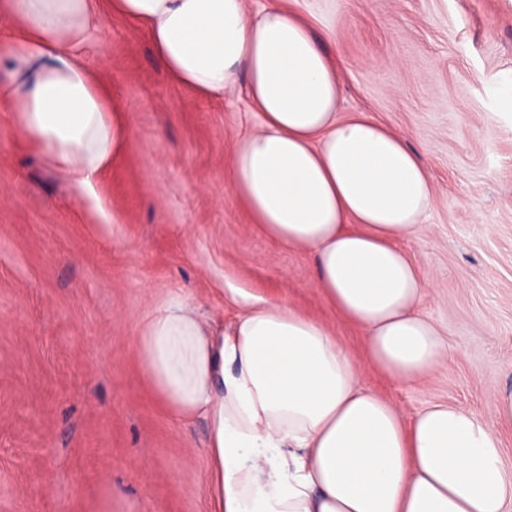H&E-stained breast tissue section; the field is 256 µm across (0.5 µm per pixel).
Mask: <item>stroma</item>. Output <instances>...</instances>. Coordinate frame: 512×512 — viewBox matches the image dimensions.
Returning <instances> with one entry per match:
<instances>
[{
	"mask_svg": "<svg viewBox=\"0 0 512 512\" xmlns=\"http://www.w3.org/2000/svg\"><path fill=\"white\" fill-rule=\"evenodd\" d=\"M340 64V117L401 134L433 180L407 248L448 352L410 385L365 367L312 257L265 236L227 190L244 96L174 82L147 31L108 16L91 66L126 128L94 194L46 167L0 111V512H208L207 426L142 379L133 339L179 293L232 328L246 299L325 323L360 383L404 417L434 403L494 418L512 385V0H300Z\"/></svg>",
	"mask_w": 512,
	"mask_h": 512,
	"instance_id": "stroma-1",
	"label": "stroma"
}]
</instances>
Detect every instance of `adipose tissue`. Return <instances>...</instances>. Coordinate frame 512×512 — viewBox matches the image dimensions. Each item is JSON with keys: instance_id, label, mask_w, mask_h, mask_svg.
Listing matches in <instances>:
<instances>
[{"instance_id": "obj_1", "label": "adipose tissue", "mask_w": 512, "mask_h": 512, "mask_svg": "<svg viewBox=\"0 0 512 512\" xmlns=\"http://www.w3.org/2000/svg\"><path fill=\"white\" fill-rule=\"evenodd\" d=\"M144 27L169 76L197 97L243 89L256 120L238 135L229 188L254 224L310 253L337 313L366 334L367 363L409 384L445 344L419 304L420 267L400 242L429 210L430 176L405 139L338 116L339 60L318 19L248 0H0V104L79 193L120 148L123 122L89 65L105 11ZM140 371L176 421L203 418L210 512H512L501 429L433 404L405 419L359 384L321 321L247 301L232 329L186 296L160 301L134 340Z\"/></svg>"}]
</instances>
